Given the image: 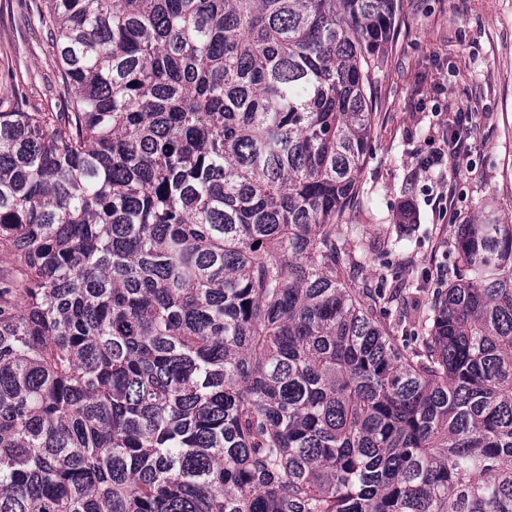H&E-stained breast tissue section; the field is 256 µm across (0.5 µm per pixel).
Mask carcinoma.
Wrapping results in <instances>:
<instances>
[{
    "label": "carcinoma",
    "mask_w": 512,
    "mask_h": 512,
    "mask_svg": "<svg viewBox=\"0 0 512 512\" xmlns=\"http://www.w3.org/2000/svg\"><path fill=\"white\" fill-rule=\"evenodd\" d=\"M44 2L71 107L0 112V512H512V215L402 336L336 233L396 0Z\"/></svg>",
    "instance_id": "carcinoma-1"
}]
</instances>
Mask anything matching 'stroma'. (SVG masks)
<instances>
[{"label": "stroma", "instance_id": "stroma-1", "mask_svg": "<svg viewBox=\"0 0 512 512\" xmlns=\"http://www.w3.org/2000/svg\"><path fill=\"white\" fill-rule=\"evenodd\" d=\"M40 0H0V110L64 112L59 61L29 18ZM374 134L339 234L387 238L412 205L415 239L393 255L405 288L392 308L417 321L446 272L458 229L486 197L512 213V0H397L383 63L372 75ZM469 154L424 170L459 111Z\"/></svg>", "mask_w": 512, "mask_h": 512}]
</instances>
